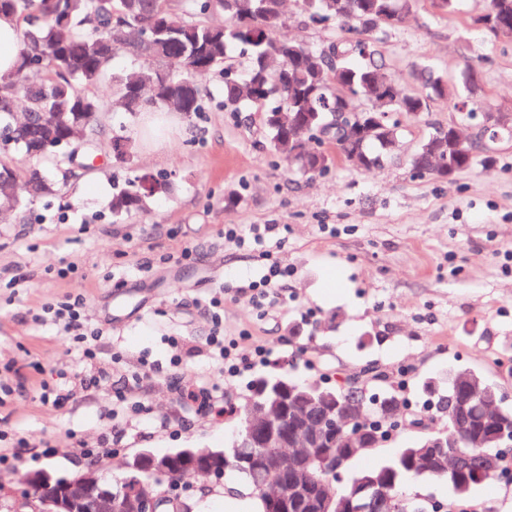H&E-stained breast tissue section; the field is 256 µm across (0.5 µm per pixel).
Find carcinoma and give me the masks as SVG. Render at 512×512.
Segmentation results:
<instances>
[{"label": "carcinoma", "mask_w": 512, "mask_h": 512, "mask_svg": "<svg viewBox=\"0 0 512 512\" xmlns=\"http://www.w3.org/2000/svg\"><path fill=\"white\" fill-rule=\"evenodd\" d=\"M309 18L332 23L350 35L332 44L335 58L320 49L278 35L283 23V0H0V14L20 23L21 49L16 68L0 76V85L17 82L31 112L30 125L15 127L11 140L0 144V178L23 187L33 181L40 194L52 190L40 163L56 169L71 164L67 147L76 142L81 126L87 138L102 134L96 123L105 108L135 115L147 107L180 114H198L206 102L194 88L197 77L217 71L222 77L224 109L243 112L250 104L266 106L265 124L272 151L291 169L311 175L330 172L333 158L324 150L322 135L333 112L358 113L376 119L377 130L366 138L353 129L348 139L360 146L362 168L383 166L399 145L397 114L430 109L436 96H463L454 85L420 69V85L404 92L377 93V84H389L378 42L373 35L401 24L413 0H302ZM485 20L512 21V0H487ZM224 16V22L212 18ZM147 28L154 41L142 51L119 43L116 35ZM233 46L243 49L244 75L227 62ZM130 53L139 67L115 81L109 102L87 92L105 76L114 58ZM490 162L488 147L475 141L462 144L450 130L436 128L424 136L409 159L413 173L447 178L470 169L478 156ZM165 180L142 175L112 195V216L141 212L151 198L165 190ZM436 382L423 385L427 407L448 421L458 402L467 401L473 429L487 435L512 411L496 419L481 418L475 409L497 385L479 372L461 369L448 375L443 392ZM460 469L448 470V449L424 448L415 441L401 449L390 463L355 472L335 491L330 512L361 485H373L391 494L406 480L425 477L448 482L456 497L467 498L478 485L499 477L502 457L483 469L482 456L491 445L476 448L460 442Z\"/></svg>", "instance_id": "cac0c4a2"}]
</instances>
